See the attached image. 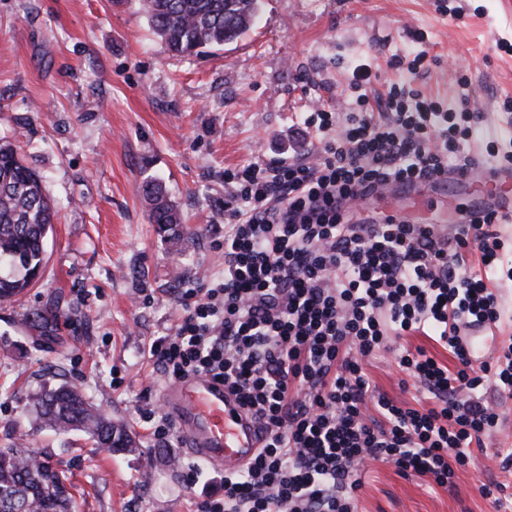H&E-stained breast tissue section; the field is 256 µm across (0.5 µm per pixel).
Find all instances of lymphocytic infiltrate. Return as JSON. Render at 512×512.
<instances>
[{
  "label": "lymphocytic infiltrate",
  "instance_id": "obj_1",
  "mask_svg": "<svg viewBox=\"0 0 512 512\" xmlns=\"http://www.w3.org/2000/svg\"><path fill=\"white\" fill-rule=\"evenodd\" d=\"M368 79L353 84L358 111L309 116L315 162L225 170L224 237L213 244L224 268L185 284L174 331L147 344L165 382L206 376L235 394L264 442L200 512H357L376 462L453 490L499 421L486 389L512 397V337L477 360L461 335L499 323L489 283L512 281L494 210L451 236L363 212L385 188L447 179L477 117L403 85L374 108ZM411 335L439 343L455 368L402 345ZM383 352L429 407L372 383L367 366Z\"/></svg>",
  "mask_w": 512,
  "mask_h": 512
}]
</instances>
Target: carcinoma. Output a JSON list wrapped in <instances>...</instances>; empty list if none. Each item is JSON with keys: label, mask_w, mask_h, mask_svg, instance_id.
I'll return each mask as SVG.
<instances>
[{"label": "carcinoma", "mask_w": 512, "mask_h": 512, "mask_svg": "<svg viewBox=\"0 0 512 512\" xmlns=\"http://www.w3.org/2000/svg\"><path fill=\"white\" fill-rule=\"evenodd\" d=\"M260 0H140L155 34L174 55H193L234 42L253 24ZM142 195L159 232L181 223L177 206L162 185L147 181ZM54 211L39 175L15 147L0 142V302L10 303L44 271L45 242ZM29 406L41 426L80 430L109 455L132 452L126 427L99 413L77 387L62 383L35 392ZM68 472L40 461L18 441L0 448V512H78Z\"/></svg>", "instance_id": "obj_1"}]
</instances>
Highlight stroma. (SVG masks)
<instances>
[{
  "mask_svg": "<svg viewBox=\"0 0 512 512\" xmlns=\"http://www.w3.org/2000/svg\"><path fill=\"white\" fill-rule=\"evenodd\" d=\"M428 59L416 72L392 56ZM370 65V90L405 83L479 113L465 153L512 141V0H261L237 41L191 56L169 54L138 0H0V138L20 146L43 178L58 215L46 265L24 296L0 304V448L20 435L42 461L66 468L79 512H196L210 465L189 456L178 430L150 434L163 414V378L144 354L170 333L183 282L221 270L212 249L224 234V172L251 162L311 160L320 136L311 112L356 107L353 72ZM162 183L183 223L158 234L140 187ZM447 233L452 211L484 207L463 183L423 187ZM55 311L42 333L37 313ZM68 382L139 442L110 456L83 432L41 429L30 393ZM505 420L456 475L454 491L430 488L375 464L359 512H497L482 484L512 469L491 456L512 448Z\"/></svg>",
  "mask_w": 512,
  "mask_h": 512,
  "instance_id": "obj_1",
  "label": "stroma"
}]
</instances>
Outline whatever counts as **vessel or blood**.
I'll return each mask as SVG.
<instances>
[{
	"instance_id": "b4317fda",
	"label": "vessel or blood",
	"mask_w": 512,
	"mask_h": 512,
	"mask_svg": "<svg viewBox=\"0 0 512 512\" xmlns=\"http://www.w3.org/2000/svg\"><path fill=\"white\" fill-rule=\"evenodd\" d=\"M455 179L494 203L499 223L512 224V169L474 165L456 173ZM162 401L187 452L209 465L238 470L260 446L255 425L223 385L211 379L191 377L169 385Z\"/></svg>"
}]
</instances>
